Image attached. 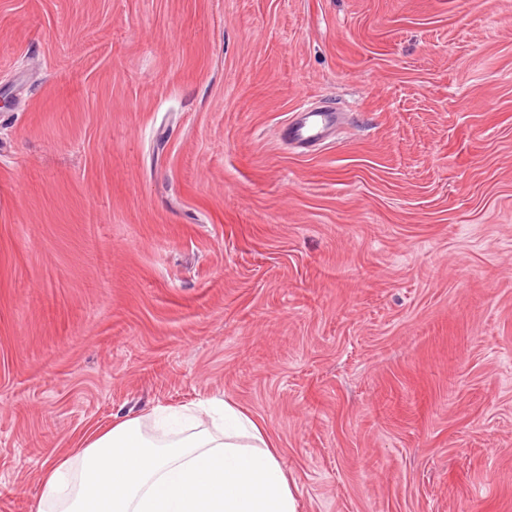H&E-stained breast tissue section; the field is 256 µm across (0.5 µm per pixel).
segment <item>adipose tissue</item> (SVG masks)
<instances>
[{"label":"adipose tissue","instance_id":"adipose-tissue-1","mask_svg":"<svg viewBox=\"0 0 512 512\" xmlns=\"http://www.w3.org/2000/svg\"><path fill=\"white\" fill-rule=\"evenodd\" d=\"M116 422L66 457H49L35 512H299L273 438L225 403L211 427L191 409Z\"/></svg>","mask_w":512,"mask_h":512}]
</instances>
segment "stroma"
I'll use <instances>...</instances> for the list:
<instances>
[{
	"mask_svg": "<svg viewBox=\"0 0 512 512\" xmlns=\"http://www.w3.org/2000/svg\"><path fill=\"white\" fill-rule=\"evenodd\" d=\"M214 400L299 512H512V0H0V512ZM302 114V119L294 124L291 129V138L298 141H321L328 137V129L331 126L329 114L324 112L307 111Z\"/></svg>",
	"mask_w": 512,
	"mask_h": 512,
	"instance_id": "stroma-1",
	"label": "stroma"
}]
</instances>
